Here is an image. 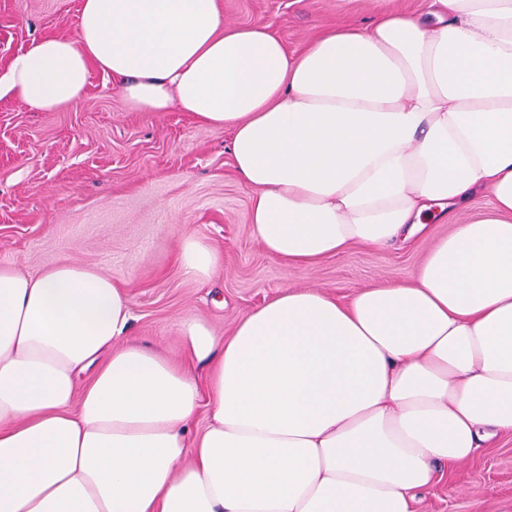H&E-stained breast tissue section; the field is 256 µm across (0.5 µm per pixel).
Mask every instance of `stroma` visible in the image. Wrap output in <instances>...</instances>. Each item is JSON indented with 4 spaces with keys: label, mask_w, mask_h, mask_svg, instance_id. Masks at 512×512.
Returning a JSON list of instances; mask_svg holds the SVG:
<instances>
[{
    "label": "stroma",
    "mask_w": 512,
    "mask_h": 512,
    "mask_svg": "<svg viewBox=\"0 0 512 512\" xmlns=\"http://www.w3.org/2000/svg\"><path fill=\"white\" fill-rule=\"evenodd\" d=\"M230 26L270 24L291 53L322 30L368 21L393 7L418 14L424 0H220ZM81 0H0V73L45 36H75ZM252 192L236 176L231 134L190 113L132 110L120 81L92 70L77 103L36 110L0 98V265L25 275L76 262L127 291V339L181 363L182 320L230 335L247 311L287 288L341 300L410 279L450 227L404 247L356 245L292 269L264 251L249 221ZM210 245L211 278L186 277L184 234ZM417 512H512V435L446 467L417 495Z\"/></svg>",
    "instance_id": "1"
}]
</instances>
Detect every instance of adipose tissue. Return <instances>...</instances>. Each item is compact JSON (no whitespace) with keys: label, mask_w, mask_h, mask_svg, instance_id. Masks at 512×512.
<instances>
[{"label":"adipose tissue","mask_w":512,"mask_h":512,"mask_svg":"<svg viewBox=\"0 0 512 512\" xmlns=\"http://www.w3.org/2000/svg\"><path fill=\"white\" fill-rule=\"evenodd\" d=\"M94 68L136 111L231 132L253 233L290 267L405 245L481 193L494 214L411 280L286 289L221 340L184 320L209 368L198 431L187 367L122 344L110 277L0 266V512H416L439 467L512 433V0H426L298 54L219 0H82L76 35L17 54L0 96L70 105ZM177 258L201 281L217 262L191 234Z\"/></svg>","instance_id":"adipose-tissue-1"}]
</instances>
